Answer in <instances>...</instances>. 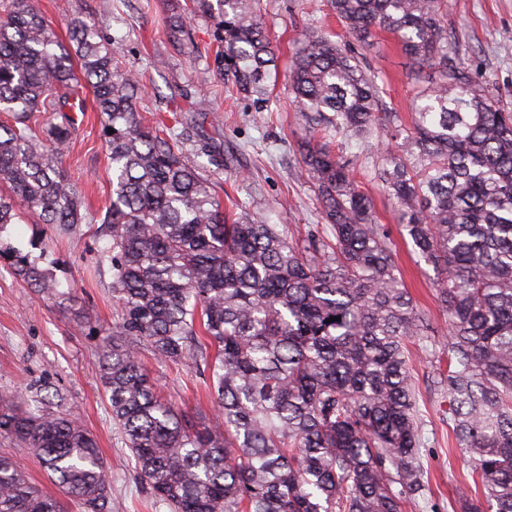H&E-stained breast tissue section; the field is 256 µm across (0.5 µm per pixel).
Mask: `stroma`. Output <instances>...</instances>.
Returning a JSON list of instances; mask_svg holds the SVG:
<instances>
[{
	"label": "stroma",
	"mask_w": 512,
	"mask_h": 512,
	"mask_svg": "<svg viewBox=\"0 0 512 512\" xmlns=\"http://www.w3.org/2000/svg\"><path fill=\"white\" fill-rule=\"evenodd\" d=\"M33 3L59 37H66L71 18L90 17L102 42L119 44L123 62L142 78L137 100L142 117L168 116L196 104L217 115L224 167L211 172L210 178L225 211H246L265 223L284 225L291 238L321 223L314 189L300 168L305 122L293 109L287 75L304 35L322 33L343 40L344 30L327 0H256L266 32L279 51L268 107L260 112L214 74V15L198 11L194 0H112L107 12L101 8L102 0ZM175 13L184 16L190 32L191 43L182 48L173 46L164 31L166 19ZM447 22L456 55L475 83L493 91L512 110V0H448ZM363 55L382 75L385 101L392 103L403 124H410L412 63L397 40L379 33ZM77 122L63 161L82 187L89 211L98 213L110 200L109 159L96 113H78ZM356 180L397 245L395 261L409 292L428 311L436 329L429 349L415 356L419 378H427L434 373L436 354L448 349V329L434 297L438 272L417 259L411 244L405 243L396 207L370 168L357 170ZM37 231L50 243L56 275L69 298L60 304L43 299L9 268L0 267V393L26 399L29 385L37 383L47 396L60 397L62 409L78 414L108 463L114 512H169L136 479L101 384L100 347L116 310L112 274L98 264L95 227L87 224L81 234L62 237L29 212L22 223L8 228L12 245L23 250ZM139 355L177 410L197 424L214 423L205 374L156 359L144 346ZM420 404L427 420L424 464L431 486L423 512H449L457 491L471 480L469 458L453 448L437 398L423 394ZM0 455L11 457L33 485L58 495V487L30 449L0 437Z\"/></svg>",
	"instance_id": "stroma-1"
}]
</instances>
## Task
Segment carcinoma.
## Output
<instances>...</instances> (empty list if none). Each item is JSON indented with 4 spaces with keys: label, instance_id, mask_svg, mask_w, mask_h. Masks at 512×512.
I'll return each mask as SVG.
<instances>
[{
    "label": "carcinoma",
    "instance_id": "1",
    "mask_svg": "<svg viewBox=\"0 0 512 512\" xmlns=\"http://www.w3.org/2000/svg\"><path fill=\"white\" fill-rule=\"evenodd\" d=\"M219 75L267 103L275 46L255 0H217ZM363 48L380 31L412 60V126L386 111L379 73L335 41L311 36L291 58L289 90L307 124L301 166L326 224L289 239L277 224L224 212L188 157L192 109L147 128L140 82L93 23L68 41L31 0H0V234L19 207L59 235L97 224L99 262L118 308L101 350V382L134 472L171 512H407L426 499L412 348L434 326L404 287L393 241L355 178L361 157L399 207L413 251L440 271L448 360L430 390L448 403L471 458L459 512H512V113L456 57L447 0H328ZM167 37L189 39L178 15ZM98 114L112 177L105 212L87 211L62 157L71 113ZM114 133H109V130ZM352 150L333 154L324 139ZM0 239V261L47 300L66 295L49 243ZM338 316L340 320L328 322ZM208 372L221 423L197 428L165 400L141 362ZM0 395V435L32 449L84 512H112L92 434L68 411ZM0 512H65L0 455Z\"/></svg>",
    "mask_w": 512,
    "mask_h": 512
}]
</instances>
